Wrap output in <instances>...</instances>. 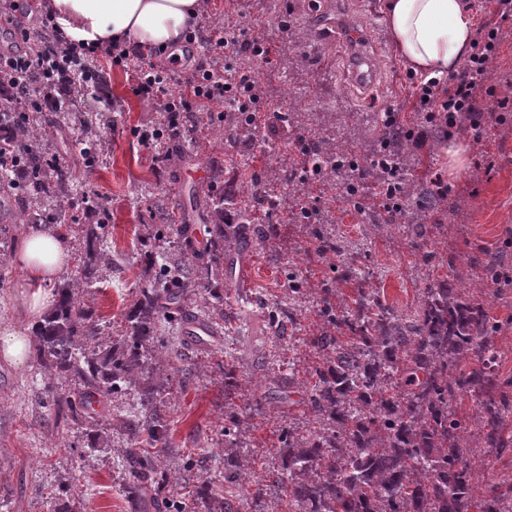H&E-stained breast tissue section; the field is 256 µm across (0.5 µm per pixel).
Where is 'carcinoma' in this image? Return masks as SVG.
<instances>
[{
    "label": "carcinoma",
    "mask_w": 512,
    "mask_h": 512,
    "mask_svg": "<svg viewBox=\"0 0 512 512\" xmlns=\"http://www.w3.org/2000/svg\"><path fill=\"white\" fill-rule=\"evenodd\" d=\"M312 176L330 184L336 176V147L312 151ZM71 175L49 168L38 151L24 172L0 177V219L21 188L31 192L17 223L36 224L41 204L67 194ZM224 189L207 190L210 249L157 251L150 260L159 278L139 288L129 304L123 334L98 323L87 301L89 287L110 260L102 224L81 225L86 245L73 274L56 284L54 308L33 329L37 370L70 391L52 396L55 427L77 424L83 456L108 443L95 405H112V419L127 435L125 460L132 481L124 490L127 512H149L164 488L189 490L205 500L206 512H248L250 494L288 488L292 512H512V467L480 477L476 449L512 455V374L501 367L498 344L504 326L490 315L491 301L505 300L507 258L487 253L479 262L488 288L457 286L463 273L448 259L451 274L436 278L404 313L388 303L382 288H359L346 302L341 285L363 284L370 272L353 265L336 270L321 289V327L313 337L317 362L306 386L312 430L280 438L282 464L264 475L251 461L224 453V482L191 485L190 466L167 469L171 428L157 399L178 336H162L191 304L218 331L224 325V258L246 248L243 225L224 223ZM317 251L333 264L345 244L325 225L311 227ZM309 290L288 282L285 298ZM240 493L235 494L230 488ZM75 490L61 491L52 512H78Z\"/></svg>",
    "instance_id": "1"
}]
</instances>
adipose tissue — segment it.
Returning <instances> with one entry per match:
<instances>
[{
  "label": "adipose tissue",
  "mask_w": 512,
  "mask_h": 512,
  "mask_svg": "<svg viewBox=\"0 0 512 512\" xmlns=\"http://www.w3.org/2000/svg\"><path fill=\"white\" fill-rule=\"evenodd\" d=\"M56 26L72 41L93 47L124 41L131 49L174 46L196 21L201 0H47ZM389 33L415 71L434 77L455 71L470 55L475 19L470 0H385ZM28 288L22 304L31 318L56 303L53 282L70 263L66 236L40 229L16 254Z\"/></svg>",
  "instance_id": "adipose-tissue-1"
}]
</instances>
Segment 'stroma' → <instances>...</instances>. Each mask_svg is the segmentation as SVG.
Returning a JSON list of instances; mask_svg holds the SVG:
<instances>
[{"mask_svg":"<svg viewBox=\"0 0 512 512\" xmlns=\"http://www.w3.org/2000/svg\"><path fill=\"white\" fill-rule=\"evenodd\" d=\"M472 2L477 23L502 29L492 81L497 98L512 101V19L501 20L496 0ZM283 17L294 37L281 31ZM197 23L206 30L243 29L270 44L267 62L253 63L245 54L228 61L233 69L254 67L272 108L291 115L290 122L277 124L268 141L244 148L230 120L208 112L183 140L163 143L158 150L146 147L139 130L160 125L162 116L135 94L131 73L107 67L106 90L119 111H107L97 94H88L49 113L51 126L37 144L72 174L70 193L47 210L43 225L107 224L112 265L93 284L90 300L100 324L113 333L121 332L137 288L154 277L150 252L177 250L187 243L206 252L210 235L202 210L209 185L232 186L238 207L251 211L253 228L274 226L272 243L262 247L249 241L242 255L249 284L225 296L228 319L222 330L204 345L182 340L168 381L158 392L171 422L172 455L189 462L194 475L215 478L219 471L209 453L224 445L225 416L247 420L242 439L261 470L279 467L282 429L307 426L300 385L308 381L316 361L308 338L319 327L317 307L308 303L276 338L268 317V306L283 295L287 276L314 285L334 276L286 203L292 194L294 139L301 134L315 143L331 137L366 162L379 140L386 108H400L404 123L411 126L417 116L409 105V65L393 45L381 0H210ZM351 31L359 34L379 73L377 85L368 91L355 87L346 73ZM295 96L306 111L291 112ZM83 116L96 118L105 129L100 149L89 160L76 146ZM452 138L468 151L467 168L459 175L448 170L445 149ZM161 151L171 156L164 167L157 162ZM411 172L424 181L441 174L450 188L444 205L417 218L418 223L443 227L440 254L434 259L427 256L426 241L391 226H374L377 208L357 212L346 201L343 179L304 190L309 203L319 208L322 223L333 225L337 234L349 240L374 237L371 250L357 262L370 272L388 267L383 286L399 310L429 286L431 272L447 271L449 256L465 257L485 248L512 261V111L488 124L479 142L465 130L452 137L429 133L415 152ZM87 194L96 196L103 215L88 214L82 202ZM158 210L174 223L194 224L191 236L169 230L145 238L144 227L153 223ZM25 286L23 270L11 265L6 280L0 281V325L29 328L20 301ZM228 363L240 382L230 392L224 388ZM48 385L35 364L19 370L0 359V512H50L56 493L66 486L76 489L85 512H126L122 490L128 476L114 463L125 448L122 436H112L104 452L83 460L80 429L72 425L57 434L40 403Z\"/></svg>","mask_w":512,"mask_h":512,"instance_id":"stroma-1","label":"stroma"}]
</instances>
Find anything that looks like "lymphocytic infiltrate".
Instances as JSON below:
<instances>
[{"label": "lymphocytic infiltrate", "instance_id": "f902f5d3", "mask_svg": "<svg viewBox=\"0 0 512 512\" xmlns=\"http://www.w3.org/2000/svg\"><path fill=\"white\" fill-rule=\"evenodd\" d=\"M14 19L10 33L15 44L8 52H0V115L13 120L12 126L5 129L8 140L14 138L16 127L29 123L31 113L55 109L59 94L64 93L71 78L78 76L90 82L98 77L97 71L85 64L95 51L66 40L56 32L51 18L43 20L44 29L53 33L50 46L37 53L27 45L25 14L16 13ZM207 42L209 61L187 68L178 79L177 89H170L168 74L154 64L136 68V93L166 114L164 129L141 131L143 143L150 145L161 138L182 139L186 133L185 114L215 104L223 105L225 111L245 115L250 122L259 121L260 109L266 102L263 85L252 69L230 74L223 62L241 53L256 61L265 60L270 53L268 44L257 38L229 37L217 29L211 30ZM499 44L498 28L480 26L462 70L442 77L409 75L413 111L419 112L424 123L437 126L448 135L464 126L472 133H480L488 119L481 104L495 94L489 76Z\"/></svg>", "mask_w": 512, "mask_h": 512}]
</instances>
